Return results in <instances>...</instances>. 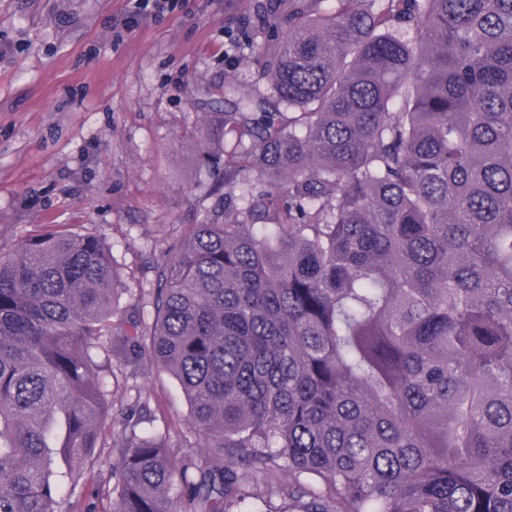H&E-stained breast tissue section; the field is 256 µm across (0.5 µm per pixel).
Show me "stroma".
Segmentation results:
<instances>
[{"mask_svg":"<svg viewBox=\"0 0 512 512\" xmlns=\"http://www.w3.org/2000/svg\"><path fill=\"white\" fill-rule=\"evenodd\" d=\"M248 0H181L160 20L112 37L126 0H0V252L57 230L113 246L123 276L119 307L137 304L182 227L222 213L202 162L206 113L238 77L264 89L262 65L239 48ZM149 413L178 456L201 458L175 379L144 366L115 372L114 411Z\"/></svg>","mask_w":512,"mask_h":512,"instance_id":"35a3bbf8","label":"stroma"}]
</instances>
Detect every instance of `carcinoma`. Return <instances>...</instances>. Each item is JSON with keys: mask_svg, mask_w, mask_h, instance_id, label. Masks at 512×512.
<instances>
[{"mask_svg": "<svg viewBox=\"0 0 512 512\" xmlns=\"http://www.w3.org/2000/svg\"><path fill=\"white\" fill-rule=\"evenodd\" d=\"M285 23L242 27L269 91L225 81L204 125L224 223L141 307L98 235L0 254V512H512V0ZM103 354L178 382L204 462L111 413Z\"/></svg>", "mask_w": 512, "mask_h": 512, "instance_id": "cac0c4a2", "label": "carcinoma"}]
</instances>
